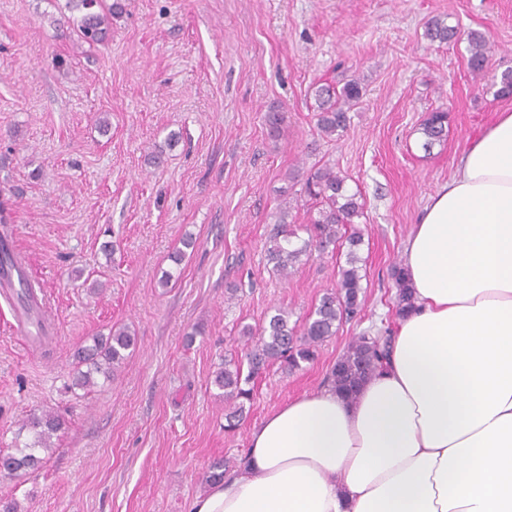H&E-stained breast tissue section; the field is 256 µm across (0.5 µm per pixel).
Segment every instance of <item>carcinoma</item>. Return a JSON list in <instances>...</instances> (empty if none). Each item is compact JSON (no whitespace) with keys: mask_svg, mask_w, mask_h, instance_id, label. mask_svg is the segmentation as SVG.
Returning <instances> with one entry per match:
<instances>
[{"mask_svg":"<svg viewBox=\"0 0 512 512\" xmlns=\"http://www.w3.org/2000/svg\"><path fill=\"white\" fill-rule=\"evenodd\" d=\"M71 9L83 11L77 24L78 37L88 44L103 40L108 32L110 19L122 13L123 6L116 2L109 11L100 10L101 0H67ZM457 35V29L445 24L441 19L432 20L426 28V37L432 42L447 43ZM468 66L473 77H480L491 56V44L481 32L472 31L468 35ZM313 96L317 112V128L326 138H333L344 131L349 124L348 112L357 105L363 96L360 80L353 78L338 87L323 83L314 88ZM268 135L275 141L283 135L284 117L279 110L267 112ZM417 133L421 146L431 153L437 145H442L448 136V112L435 110L422 119ZM302 190L312 201L308 222L300 226L280 220L269 235L266 244V257L273 270L280 275H288V269L301 260V257L320 254L341 243L346 246V265L339 267L336 284L326 290L314 312L302 328L289 325V313L278 309L275 314L255 329L245 325L240 335L246 339L243 354H229L221 358L217 369L212 373L211 384L221 393L224 400V430L233 432L243 420L246 404L253 400L255 381L268 368L277 366L284 374H291L315 360L318 348L345 320L360 315L362 275L361 262L357 254L363 242L359 229L354 227L355 218L362 214L363 204L360 195L346 186L345 177L331 165L324 164L311 168L307 173ZM306 237H301L300 233ZM13 230L6 218L0 219V265L8 269L0 271V276L11 280V272H16L20 291L17 297L28 318L35 321L38 330L45 331L39 304L33 300L32 283L22 264L14 257L10 247ZM396 288L395 314L401 315L414 305V297L402 268L392 270ZM386 336H359L351 341L344 353L336 361L329 377L330 385L336 391L353 396L355 388L368 379L381 366L386 356ZM135 344V338L126 327H113L108 335H96L91 343L78 348L75 354V372L72 382L65 390L80 389L89 394L100 383L112 380L126 359L125 351ZM65 426V419L54 410L34 413L22 424L20 431L27 432L29 438L23 445L7 450L0 458V471L16 478L38 470L53 454V438Z\"/></svg>","mask_w":512,"mask_h":512,"instance_id":"obj_1","label":"carcinoma"}]
</instances>
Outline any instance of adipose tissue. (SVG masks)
I'll return each mask as SVG.
<instances>
[{
  "label": "adipose tissue",
  "instance_id": "obj_1",
  "mask_svg": "<svg viewBox=\"0 0 512 512\" xmlns=\"http://www.w3.org/2000/svg\"><path fill=\"white\" fill-rule=\"evenodd\" d=\"M414 307L383 366L254 428L189 512H512V111L473 139L404 245Z\"/></svg>",
  "mask_w": 512,
  "mask_h": 512
}]
</instances>
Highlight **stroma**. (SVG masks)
Returning a JSON list of instances; mask_svg holds the SVG:
<instances>
[{"label": "stroma", "mask_w": 512, "mask_h": 512, "mask_svg": "<svg viewBox=\"0 0 512 512\" xmlns=\"http://www.w3.org/2000/svg\"><path fill=\"white\" fill-rule=\"evenodd\" d=\"M124 2L111 39L91 47L79 11L0 0V204L50 323L24 343L0 303V448L42 407L67 419L40 470L0 478V506L17 512H188L209 467L236 464L268 414L324 388L354 337L394 331L391 272L413 224L470 141L512 110L495 95L512 67V0ZM439 17L461 39L430 42ZM471 31L493 48L480 83ZM351 75L363 98L345 132L320 138L311 87ZM273 105L278 141L265 125ZM438 108L448 138L427 153L417 128ZM323 162L364 203L363 311L314 362L270 367L241 427L225 432L210 383L220 354L276 308L305 323L345 263L341 248L284 276L267 262L281 202H295L289 223H306L300 176ZM188 235L195 245L174 265ZM168 271L178 277L161 285ZM114 326L135 336L120 371L84 397L64 393L76 349Z\"/></svg>", "instance_id": "1"}]
</instances>
